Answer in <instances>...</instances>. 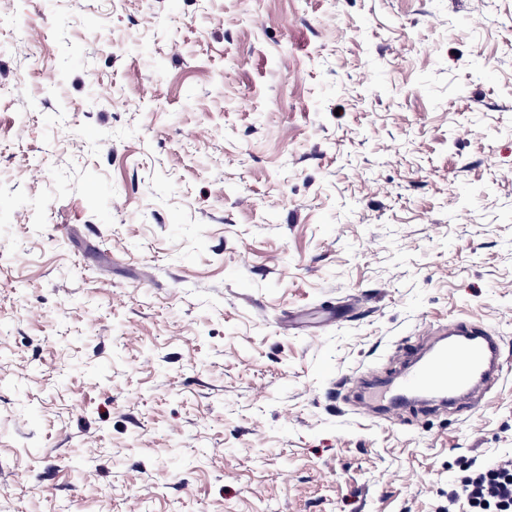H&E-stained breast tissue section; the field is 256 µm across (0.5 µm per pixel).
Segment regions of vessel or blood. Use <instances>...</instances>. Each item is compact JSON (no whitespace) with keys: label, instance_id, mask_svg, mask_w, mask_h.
I'll list each match as a JSON object with an SVG mask.
<instances>
[{"label":"vessel or blood","instance_id":"obj_1","mask_svg":"<svg viewBox=\"0 0 512 512\" xmlns=\"http://www.w3.org/2000/svg\"><path fill=\"white\" fill-rule=\"evenodd\" d=\"M499 371L496 336L474 319L459 318L444 325L428 348L408 357L391 385L364 383L357 402L364 415L385 413L393 420L409 397L458 407L477 399Z\"/></svg>","mask_w":512,"mask_h":512}]
</instances>
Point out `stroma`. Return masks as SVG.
I'll return each mask as SVG.
<instances>
[{"label":"stroma","mask_w":512,"mask_h":512,"mask_svg":"<svg viewBox=\"0 0 512 512\" xmlns=\"http://www.w3.org/2000/svg\"><path fill=\"white\" fill-rule=\"evenodd\" d=\"M461 317L476 409L359 411ZM502 452L512 0H0V512H448Z\"/></svg>","instance_id":"obj_1"}]
</instances>
